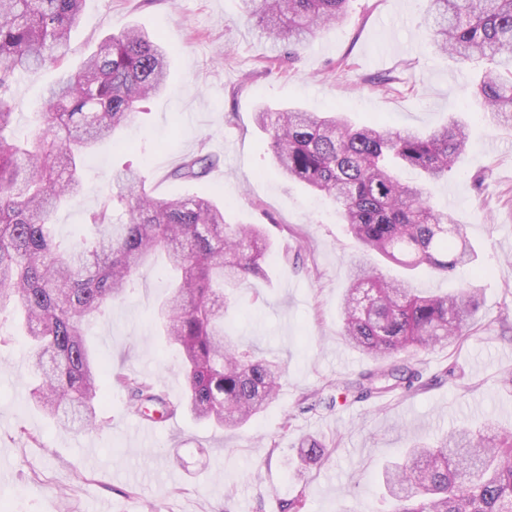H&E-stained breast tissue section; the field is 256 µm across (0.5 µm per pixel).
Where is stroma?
<instances>
[{
    "label": "stroma",
    "instance_id": "35a3bbf8",
    "mask_svg": "<svg viewBox=\"0 0 512 512\" xmlns=\"http://www.w3.org/2000/svg\"><path fill=\"white\" fill-rule=\"evenodd\" d=\"M426 0H349L343 23L326 29L295 58L276 60L239 0H86L68 55L75 67L97 44L133 22L156 32L170 52L165 92L143 102L127 131L130 148L102 144L84 168V193L60 209L55 234L72 244L101 201L113 170L142 171L155 195H216L231 224H264L272 252L265 276L238 289L226 325L248 348L281 362L286 376L273 403L244 428L229 431L180 412L142 436L128 395L107 391L100 430L61 432L28 402L31 375L18 321L0 316V512H281L303 495L304 512H388L384 465L412 440H434L485 418L512 431V129L479 112L468 95L486 62L463 65L440 54L425 22ZM52 68L22 74L12 87L15 130L39 122ZM309 112L339 110L353 124L384 122L428 131L462 118L469 147L431 203L452 209L475 249L474 263L447 277L377 260L387 277L447 292L467 283L479 310L471 330L450 348L409 351L422 390L338 401L337 382L376 368L341 334L340 301L358 242L335 205L271 167L266 135L254 114L262 105ZM219 164L200 183L169 180L180 158L199 150ZM162 271L137 279L87 332L90 348L112 370L151 379L174 404L184 397L180 362L161 349L150 308L167 293ZM313 436L327 456L300 455Z\"/></svg>",
    "mask_w": 512,
    "mask_h": 512
}]
</instances>
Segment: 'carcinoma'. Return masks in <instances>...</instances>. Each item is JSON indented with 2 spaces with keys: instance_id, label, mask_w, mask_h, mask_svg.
<instances>
[{
  "instance_id": "obj_1",
  "label": "carcinoma",
  "mask_w": 512,
  "mask_h": 512,
  "mask_svg": "<svg viewBox=\"0 0 512 512\" xmlns=\"http://www.w3.org/2000/svg\"><path fill=\"white\" fill-rule=\"evenodd\" d=\"M85 0H0V314L24 321L36 372L32 404L57 427L81 434L98 427L99 399L112 372L92 355L84 326L124 300L134 278L159 252L178 272L153 318L181 357L182 403L153 383L119 374L130 406L184 409L220 427H241L276 395L286 367L239 345L224 324L233 290L264 273L272 242L263 224H228L224 206L191 195L159 198L141 175L110 174L81 249L58 239L53 218L83 192L85 158L118 135L141 102L167 87L168 49L138 25L103 39L77 70L48 90L35 132L12 137L10 87L22 70L57 65ZM349 0H240L283 54L292 56L318 32L341 22ZM435 47L460 63L488 60L497 70L471 88L481 109L512 128V0H429ZM255 121L267 153L287 180L333 200L364 256L350 270L343 335L375 360H391L355 381L342 397L382 396L421 379L395 360L411 347L459 342L478 312L469 288L421 291L389 280L368 263L376 253L410 269L450 275L471 260L464 226L430 204V186L448 177L469 136L458 119L427 132L355 126L342 112L262 106ZM216 159L198 151L170 178L205 179ZM412 169L419 179L405 181ZM391 512H512V432L488 419L432 443L413 442L382 471Z\"/></svg>"
}]
</instances>
